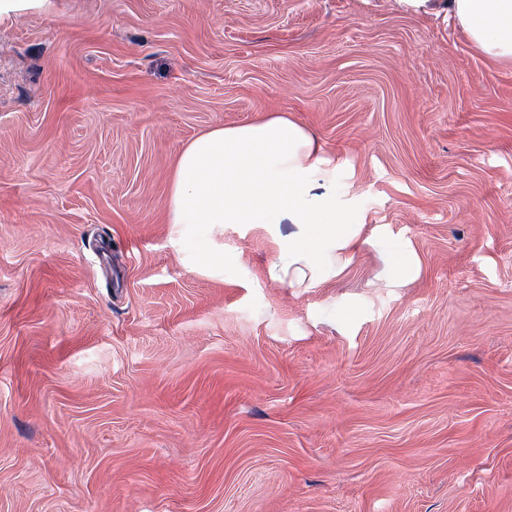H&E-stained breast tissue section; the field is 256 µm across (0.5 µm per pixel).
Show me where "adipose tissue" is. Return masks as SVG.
Returning a JSON list of instances; mask_svg holds the SVG:
<instances>
[{
  "label": "adipose tissue",
  "instance_id": "1",
  "mask_svg": "<svg viewBox=\"0 0 512 512\" xmlns=\"http://www.w3.org/2000/svg\"><path fill=\"white\" fill-rule=\"evenodd\" d=\"M409 12L448 14L487 56L512 61V0H398ZM174 242L204 241L228 224H284L273 271L314 287L360 244V227L336 205V167L301 125L277 117L218 127L181 150L172 176Z\"/></svg>",
  "mask_w": 512,
  "mask_h": 512
}]
</instances>
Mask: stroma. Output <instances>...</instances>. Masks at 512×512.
Masks as SVG:
<instances>
[{
    "mask_svg": "<svg viewBox=\"0 0 512 512\" xmlns=\"http://www.w3.org/2000/svg\"><path fill=\"white\" fill-rule=\"evenodd\" d=\"M276 115L363 224L313 288L291 224L171 242L182 148ZM0 512H512V63L396 0L0 16Z\"/></svg>",
    "mask_w": 512,
    "mask_h": 512,
    "instance_id": "35a3bbf8",
    "label": "stroma"
}]
</instances>
